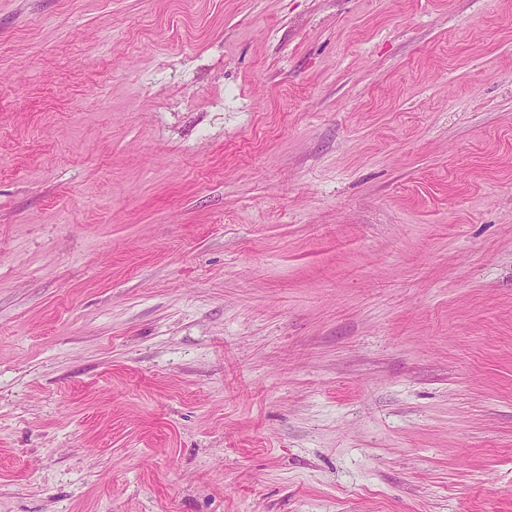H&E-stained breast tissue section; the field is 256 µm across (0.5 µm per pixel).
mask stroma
<instances>
[{
  "label": "stroma",
  "instance_id": "35a3bbf8",
  "mask_svg": "<svg viewBox=\"0 0 512 512\" xmlns=\"http://www.w3.org/2000/svg\"><path fill=\"white\" fill-rule=\"evenodd\" d=\"M0 512H512V0H0Z\"/></svg>",
  "mask_w": 512,
  "mask_h": 512
}]
</instances>
